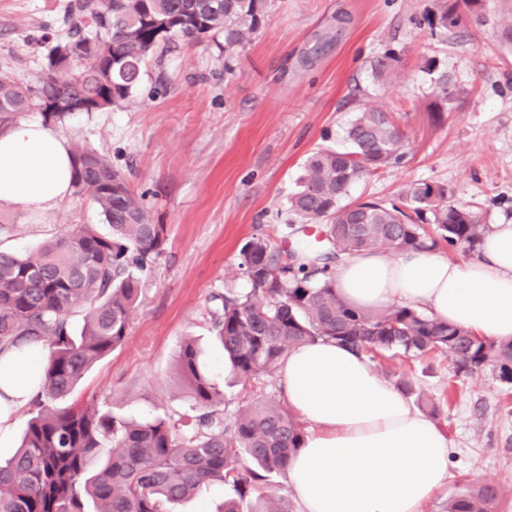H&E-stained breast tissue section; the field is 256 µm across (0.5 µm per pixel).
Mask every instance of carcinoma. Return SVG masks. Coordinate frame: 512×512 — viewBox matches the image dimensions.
Instances as JSON below:
<instances>
[{"label": "carcinoma", "instance_id": "cac0c4a2", "mask_svg": "<svg viewBox=\"0 0 512 512\" xmlns=\"http://www.w3.org/2000/svg\"><path fill=\"white\" fill-rule=\"evenodd\" d=\"M267 0H77L66 37L47 54L36 84L0 69V128L38 112L47 124L69 112L49 111L67 99L85 112L119 105L138 88L156 50L180 39L224 37L230 60L265 17ZM500 18L498 41L512 50V0H439L431 23L447 30L461 14ZM400 58L386 54L375 78L398 74ZM432 119L441 123L453 100L448 78H436ZM405 114L365 106L346 130L347 151L318 148L306 158L289 211L304 223L324 220L326 250H281L263 235L240 249L246 292L213 295L211 332L231 371L271 376L292 349L333 341L372 363L385 356H446L454 372L473 375L490 365L512 388V342L477 336L412 305L356 310L337 294L333 269L368 249L393 253L479 252L487 231L477 213L451 201L445 185L412 181L392 202H344L349 189L404 159ZM73 194L90 199L110 232L76 225L29 255L0 250V349L39 343L46 350L39 391L17 453L0 464V512H167V505L215 484L230 492L224 512L256 496L253 512H288L265 483L286 471L302 448L299 418L281 402L246 400L224 418V390L213 382L194 341L178 356L193 405L178 416L136 422L103 402H70L88 370L122 347L145 278L166 243V225L153 222L144 195L97 149L72 151ZM500 489L466 485L446 512H495Z\"/></svg>", "mask_w": 512, "mask_h": 512}]
</instances>
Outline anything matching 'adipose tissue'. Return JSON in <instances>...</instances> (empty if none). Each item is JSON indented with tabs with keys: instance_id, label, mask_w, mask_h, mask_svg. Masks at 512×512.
<instances>
[{
	"instance_id": "adipose-tissue-1",
	"label": "adipose tissue",
	"mask_w": 512,
	"mask_h": 512,
	"mask_svg": "<svg viewBox=\"0 0 512 512\" xmlns=\"http://www.w3.org/2000/svg\"><path fill=\"white\" fill-rule=\"evenodd\" d=\"M71 173L69 139L41 120L0 130V212L53 213L72 194ZM335 279L354 308L413 305L512 341V224L487 233L469 260L424 251L393 258L374 249L345 257ZM44 362L33 348L0 352V443L36 396ZM277 375L289 406L309 425L287 467L298 512H423L447 482V436L366 357L319 342L290 351Z\"/></svg>"
}]
</instances>
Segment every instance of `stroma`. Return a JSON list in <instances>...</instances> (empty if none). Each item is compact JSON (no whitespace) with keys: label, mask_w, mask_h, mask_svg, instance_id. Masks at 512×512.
Listing matches in <instances>:
<instances>
[{"label":"stroma","mask_w":512,"mask_h":512,"mask_svg":"<svg viewBox=\"0 0 512 512\" xmlns=\"http://www.w3.org/2000/svg\"><path fill=\"white\" fill-rule=\"evenodd\" d=\"M68 0H0V68L35 83L48 40L64 37ZM434 0H267L260 28L225 60L221 45L182 41L154 58L129 99L103 112H75L56 124L71 143L96 148L145 194L167 228L162 256L145 280L125 344L78 386V403L111 402L139 420L189 409L178 368L186 337L197 339L207 369L224 387V413L243 397L280 399L277 377L227 382L224 354L209 332L213 294L246 286L238 270L247 238L291 221L288 199L307 155L345 149V129L363 106L405 113L403 162L353 185L349 200L394 199L411 181L445 184L484 224H512V52L486 23L440 31ZM340 37L317 58L327 32ZM401 57L398 77L376 82L371 63ZM455 103L442 125L428 116L437 73ZM0 246L25 254L75 224L107 231L89 200L76 197L49 216L0 213ZM403 374L441 410L451 453L449 477L423 512H444L467 484L499 485L497 512H512V393L492 369L455 376L447 358H395L378 369Z\"/></svg>","instance_id":"1"}]
</instances>
